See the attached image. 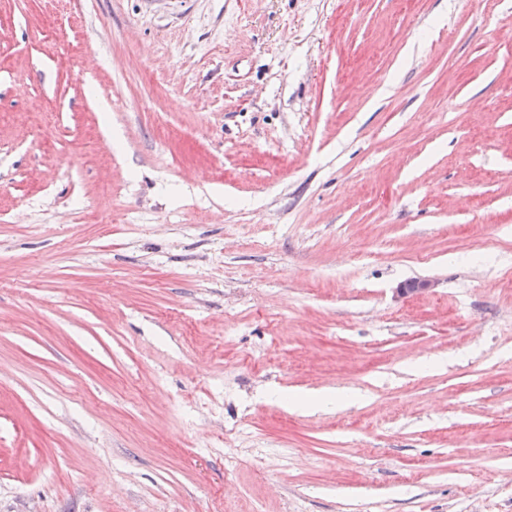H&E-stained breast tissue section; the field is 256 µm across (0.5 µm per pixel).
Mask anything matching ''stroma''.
Here are the masks:
<instances>
[{
	"label": "stroma",
	"mask_w": 512,
	"mask_h": 512,
	"mask_svg": "<svg viewBox=\"0 0 512 512\" xmlns=\"http://www.w3.org/2000/svg\"><path fill=\"white\" fill-rule=\"evenodd\" d=\"M0 512H512V0H0Z\"/></svg>",
	"instance_id": "obj_1"
}]
</instances>
